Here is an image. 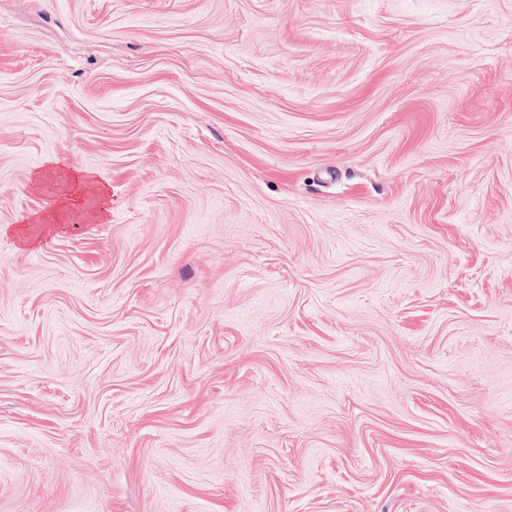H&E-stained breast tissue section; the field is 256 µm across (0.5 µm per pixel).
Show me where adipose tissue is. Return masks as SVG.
Segmentation results:
<instances>
[{"instance_id":"adipose-tissue-1","label":"adipose tissue","mask_w":512,"mask_h":512,"mask_svg":"<svg viewBox=\"0 0 512 512\" xmlns=\"http://www.w3.org/2000/svg\"><path fill=\"white\" fill-rule=\"evenodd\" d=\"M59 184L56 194L58 207V221L54 223V230H62L64 222L74 211H82L83 215L90 219H97L109 209V200L104 185L96 180L92 173L72 168L69 170H55L52 176ZM44 173H36L32 184L34 187L44 185L46 178Z\"/></svg>"}]
</instances>
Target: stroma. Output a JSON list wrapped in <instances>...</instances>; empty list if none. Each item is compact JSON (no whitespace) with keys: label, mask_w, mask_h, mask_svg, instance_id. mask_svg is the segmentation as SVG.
<instances>
[{"label":"stroma","mask_w":512,"mask_h":512,"mask_svg":"<svg viewBox=\"0 0 512 512\" xmlns=\"http://www.w3.org/2000/svg\"><path fill=\"white\" fill-rule=\"evenodd\" d=\"M0 512H512V0H0ZM52 180L59 184L56 193L59 221L54 224L42 217H34L32 221L46 224L48 231H60L68 221L69 215L75 210H81L90 219H98L109 210V200L104 185L96 180L92 173L77 168L62 171L57 168Z\"/></svg>","instance_id":"35a3bbf8"}]
</instances>
